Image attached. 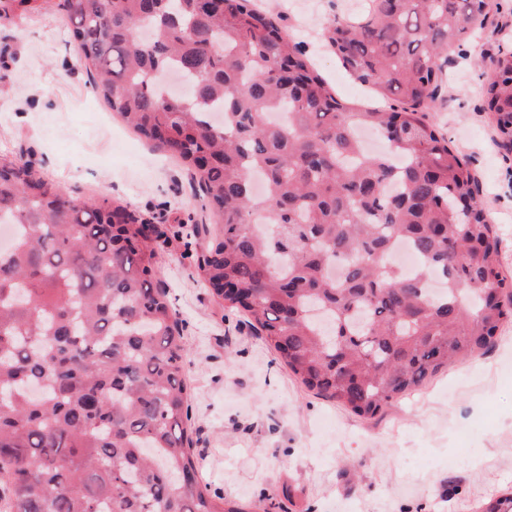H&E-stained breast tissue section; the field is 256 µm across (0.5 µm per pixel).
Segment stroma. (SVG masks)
<instances>
[{
    "label": "stroma",
    "instance_id": "1",
    "mask_svg": "<svg viewBox=\"0 0 512 512\" xmlns=\"http://www.w3.org/2000/svg\"><path fill=\"white\" fill-rule=\"evenodd\" d=\"M300 44L337 97L367 86L326 39L334 17L367 0H256ZM509 24L477 32L445 69L438 128L479 174L480 197L512 276V153L481 112ZM60 0H8L0 11V161L20 159L75 199L115 202L161 232L158 281L188 349L194 446L210 493L255 512H476L512 494V324L486 354L456 363L425 389L365 420L308 392L259 332L215 300L198 262L212 239L199 184L187 168L129 130L109 133Z\"/></svg>",
    "mask_w": 512,
    "mask_h": 512
}]
</instances>
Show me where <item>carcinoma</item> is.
I'll return each instance as SVG.
<instances>
[{
	"label": "carcinoma",
	"mask_w": 512,
	"mask_h": 512,
	"mask_svg": "<svg viewBox=\"0 0 512 512\" xmlns=\"http://www.w3.org/2000/svg\"><path fill=\"white\" fill-rule=\"evenodd\" d=\"M61 8L94 92L198 179L220 225L201 265L212 294L308 391L373 419L489 351L512 322V279L476 175L427 119L442 61L490 0H370L366 18L331 22L336 58L381 96L360 109L336 98L253 0ZM172 71L187 82L179 96L160 91ZM493 71L482 111L512 143V52ZM218 107L221 125L209 119ZM356 127L385 149L363 152ZM256 211L276 237L255 234ZM0 218L18 227L0 252L6 512H252L201 484L188 353L148 221L78 203L19 160L0 162ZM399 241L419 260L413 272L386 261ZM434 275L444 291L431 298Z\"/></svg>",
	"instance_id": "carcinoma-1"
}]
</instances>
